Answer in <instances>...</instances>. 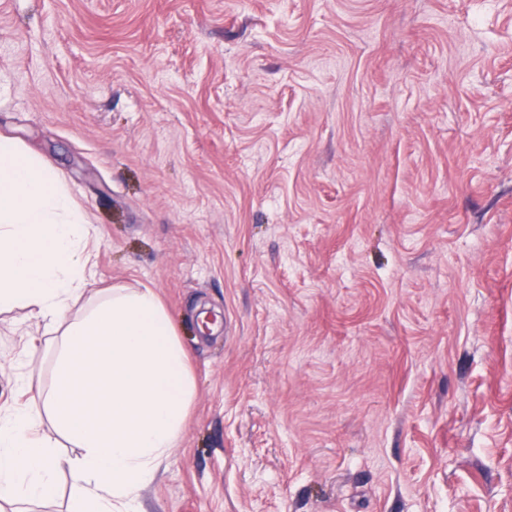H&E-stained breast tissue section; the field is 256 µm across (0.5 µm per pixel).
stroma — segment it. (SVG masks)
<instances>
[{
    "mask_svg": "<svg viewBox=\"0 0 512 512\" xmlns=\"http://www.w3.org/2000/svg\"><path fill=\"white\" fill-rule=\"evenodd\" d=\"M0 135L189 351L139 512H512V0H0Z\"/></svg>",
    "mask_w": 512,
    "mask_h": 512,
    "instance_id": "1",
    "label": "stroma"
}]
</instances>
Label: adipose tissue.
Listing matches in <instances>:
<instances>
[{
    "mask_svg": "<svg viewBox=\"0 0 512 512\" xmlns=\"http://www.w3.org/2000/svg\"><path fill=\"white\" fill-rule=\"evenodd\" d=\"M89 219L44 160L0 136V311L31 309L57 333L53 382L0 414V501L53 498L68 473L77 512H137L195 396L189 354L149 288L86 299ZM49 424L78 448L60 455Z\"/></svg>",
    "mask_w": 512,
    "mask_h": 512,
    "instance_id": "adipose-tissue-1",
    "label": "adipose tissue"
}]
</instances>
